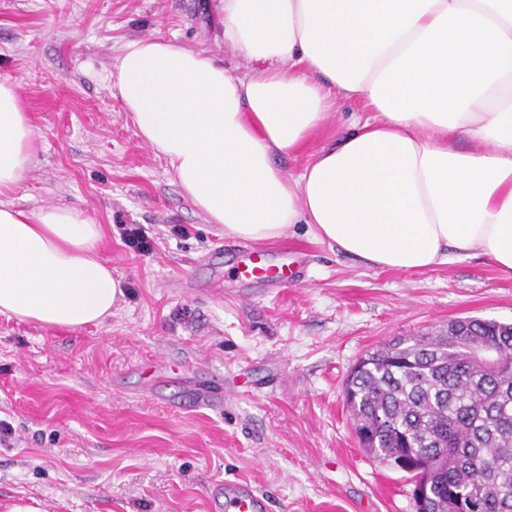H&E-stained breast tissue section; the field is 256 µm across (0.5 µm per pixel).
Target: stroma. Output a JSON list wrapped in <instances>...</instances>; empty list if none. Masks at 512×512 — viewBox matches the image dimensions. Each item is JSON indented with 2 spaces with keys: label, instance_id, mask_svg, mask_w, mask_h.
I'll return each instance as SVG.
<instances>
[{
  "label": "stroma",
  "instance_id": "1",
  "mask_svg": "<svg viewBox=\"0 0 512 512\" xmlns=\"http://www.w3.org/2000/svg\"><path fill=\"white\" fill-rule=\"evenodd\" d=\"M146 37L234 74L246 66L213 0H0V81L16 85L37 143L8 200L102 225L100 254L129 288L111 319L81 329L0 315V419L13 427L0 441V504L212 512L213 487L241 480L269 512H416L410 474L360 447L344 381L392 338L454 318L512 322V277L484 256L418 273L369 267L306 224L267 244L292 262L306 251L300 279L237 277L246 240L192 205L112 94L121 48ZM366 117L343 102L277 166L298 178ZM122 224L141 225L153 252L126 247Z\"/></svg>",
  "mask_w": 512,
  "mask_h": 512
}]
</instances>
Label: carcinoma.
I'll return each mask as SVG.
<instances>
[{"label": "carcinoma", "instance_id": "1", "mask_svg": "<svg viewBox=\"0 0 512 512\" xmlns=\"http://www.w3.org/2000/svg\"><path fill=\"white\" fill-rule=\"evenodd\" d=\"M345 402L361 445L381 463L424 465L417 512H512V323L448 321L362 357Z\"/></svg>", "mask_w": 512, "mask_h": 512}]
</instances>
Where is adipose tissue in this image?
Returning <instances> with one entry per match:
<instances>
[{
  "mask_svg": "<svg viewBox=\"0 0 512 512\" xmlns=\"http://www.w3.org/2000/svg\"><path fill=\"white\" fill-rule=\"evenodd\" d=\"M238 75L158 38L125 43L113 89L209 223L252 241L294 224L370 267L422 272L490 258L512 276V0H216ZM378 112L321 147L298 179L276 165L341 100ZM469 138L459 148L457 134ZM35 155L0 82V197ZM100 225L69 208L0 204V314L78 329L123 282Z\"/></svg>",
  "mask_w": 512,
  "mask_h": 512,
  "instance_id": "obj_1",
  "label": "adipose tissue"
}]
</instances>
